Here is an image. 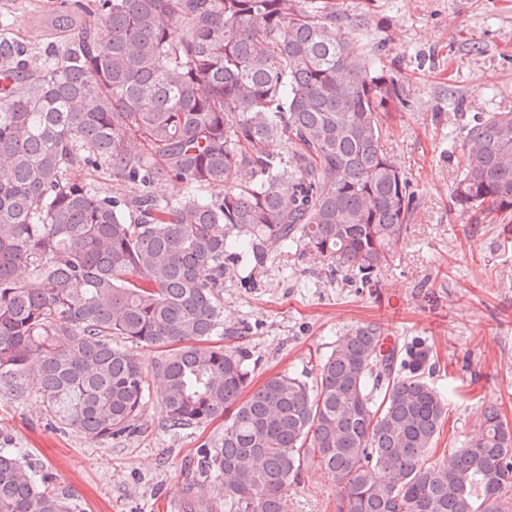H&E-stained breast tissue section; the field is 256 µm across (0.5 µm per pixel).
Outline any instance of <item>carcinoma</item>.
<instances>
[{
	"mask_svg": "<svg viewBox=\"0 0 512 512\" xmlns=\"http://www.w3.org/2000/svg\"><path fill=\"white\" fill-rule=\"evenodd\" d=\"M16 26L0 12L1 390L35 394L54 425L96 442L137 431L154 383L167 428L224 419L196 462L204 512H288L310 462L341 512H512L496 406L473 440L429 456L448 403L424 340L386 347L357 327L313 380L255 388L247 351L206 344L244 266L310 255L378 288L404 244L416 194L383 130L403 89L336 0H66L46 44ZM464 147L453 205L506 221L512 112L473 118ZM162 181L183 195H153ZM134 345L163 353L148 368ZM0 512L79 508L1 448Z\"/></svg>",
	"mask_w": 512,
	"mask_h": 512,
	"instance_id": "carcinoma-1",
	"label": "carcinoma"
}]
</instances>
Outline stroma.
<instances>
[{"label": "stroma", "mask_w": 512, "mask_h": 512, "mask_svg": "<svg viewBox=\"0 0 512 512\" xmlns=\"http://www.w3.org/2000/svg\"><path fill=\"white\" fill-rule=\"evenodd\" d=\"M60 0H0L20 10L19 31L40 40ZM355 40L401 84L409 107L389 106L388 147L418 205L395 262L372 290L331 279L312 256L275 258L224 281V328L244 329L254 385L276 373L315 376L318 360L352 328L419 337L431 347L432 383L448 415L430 454L475 435L484 408L512 425V225L455 209L450 190L466 167L463 127L478 113L512 111V0H336ZM135 435L92 442L57 429L35 397L0 391V446L28 455L68 489L81 512H190L199 450L223 420L170 430L157 395ZM335 482L305 467L288 512H338Z\"/></svg>", "instance_id": "1"}]
</instances>
